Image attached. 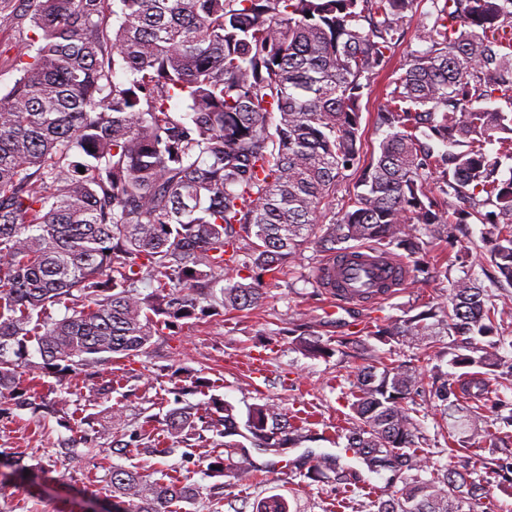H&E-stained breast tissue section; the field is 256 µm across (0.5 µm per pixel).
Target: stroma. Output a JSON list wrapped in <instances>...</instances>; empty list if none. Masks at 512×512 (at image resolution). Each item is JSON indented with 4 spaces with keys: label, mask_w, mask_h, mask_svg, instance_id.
<instances>
[{
    "label": "stroma",
    "mask_w": 512,
    "mask_h": 512,
    "mask_svg": "<svg viewBox=\"0 0 512 512\" xmlns=\"http://www.w3.org/2000/svg\"><path fill=\"white\" fill-rule=\"evenodd\" d=\"M32 34L27 18L0 31V44L10 49L8 59H0V91H7L18 77L15 62L28 52ZM454 235L455 242L442 239L429 245L438 262L447 265V276L412 273L404 288L377 304L339 313L331 312L321 289L308 282L327 259L315 246H308L283 273L266 278L267 294L257 307L228 313L218 306L203 319L178 321L154 337L147 353L100 366L99 379L122 380V390L113 393L112 399L124 409L127 430L153 417L150 438L169 451L158 458L159 468L184 483L201 486L191 512H252L258 501L276 493L287 495L292 512H369L371 497L385 498L392 491L387 473L363 472L359 485L345 496L335 484L300 477L293 467L267 470V463L274 459L270 453H254V460L265 470L253 482L240 484L228 476L223 490L214 489L212 479L203 477L202 471L210 456L223 453V438L208 432L203 438L188 439L171 433L165 422L174 406L177 373L189 370L214 381V394L232 403L239 415L269 402L287 415L306 418L315 437L303 443V450L337 455L344 466L359 468V461L346 452L340 433L348 412L342 394L361 358L339 353L328 358L305 355L293 344L290 332L298 329L332 344L337 337L361 330L367 334L368 349L393 352L400 360L417 359L428 377L440 363L436 347L422 343L390 348L370 332L388 319L419 312L424 306H448L451 281L464 277L486 290L491 303L503 312L505 328L512 332V287L493 279L480 225L460 226ZM37 391L49 402L51 412L25 408L0 417V452L18 455L24 465L37 470L36 475L13 479L8 496L0 497V512H101L107 500L103 477L111 462V436H97L84 456L71 461L57 458L55 450L81 433L76 424H63L64 416L78 408L98 413L105 409V402L87 382L75 381L64 388L45 377ZM418 410L420 446L432 466L464 469L476 479L487 477L497 457L493 438L470 436L456 419H443L427 402H420ZM452 439L460 441L459 450L449 449ZM185 446L191 447V455H182Z\"/></svg>",
    "instance_id": "stroma-1"
}]
</instances>
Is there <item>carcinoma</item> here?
I'll return each mask as SVG.
<instances>
[{
  "label": "carcinoma",
  "mask_w": 512,
  "mask_h": 512,
  "mask_svg": "<svg viewBox=\"0 0 512 512\" xmlns=\"http://www.w3.org/2000/svg\"><path fill=\"white\" fill-rule=\"evenodd\" d=\"M429 2L422 47L391 72L383 137L366 160L362 102L417 0H0V30L25 5L37 44L0 94V397L35 404L31 371L86 381L147 352L174 322L207 316L218 295L227 311L256 307L263 276L311 240L334 257L351 241L416 255L423 237L475 221L498 282L512 286V177L500 178L512 159V0ZM351 174L352 190L337 196ZM146 276L157 286L143 294ZM450 303L372 335L445 346L467 386L438 370L426 388L419 365L374 357L346 393L345 448L367 470L391 472L393 494L370 512H476L489 493L418 453L415 397L428 394L444 416L472 403L464 424L486 435L485 376L512 382L484 290L459 278ZM295 342L322 358L365 345L359 335L334 348ZM175 403L171 430L202 427L230 449L211 458L209 477L249 482L256 463L244 441L278 451L305 430L273 403L243 421L217 395L204 415ZM87 424L119 429L123 412ZM305 464L309 478L359 480L328 456L309 452ZM105 483L112 512H174L200 494L145 467L114 464ZM256 512L290 510L272 495Z\"/></svg>",
  "instance_id": "1"
}]
</instances>
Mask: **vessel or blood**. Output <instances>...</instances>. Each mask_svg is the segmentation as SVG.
Segmentation results:
<instances>
[{"mask_svg":"<svg viewBox=\"0 0 512 512\" xmlns=\"http://www.w3.org/2000/svg\"><path fill=\"white\" fill-rule=\"evenodd\" d=\"M320 276L324 294L334 307L344 310L366 295L375 300L392 295L407 283L410 271L386 252L360 247L326 264Z\"/></svg>","mask_w":512,"mask_h":512,"instance_id":"vessel-or-blood-1","label":"vessel or blood"}]
</instances>
